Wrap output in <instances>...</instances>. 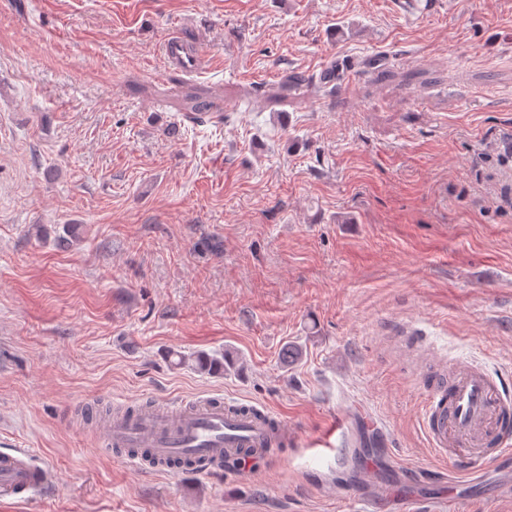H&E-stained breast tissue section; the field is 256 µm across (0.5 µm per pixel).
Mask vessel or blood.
Masks as SVG:
<instances>
[{
  "mask_svg": "<svg viewBox=\"0 0 512 512\" xmlns=\"http://www.w3.org/2000/svg\"><path fill=\"white\" fill-rule=\"evenodd\" d=\"M162 56L167 66L188 74L206 65L200 47L179 31L165 40ZM421 425L438 457L479 471L512 455V393L482 368L467 367L450 384L432 382ZM286 428L266 407L235 412L222 399L205 397L168 410L149 407L115 416L101 426L96 441L102 450L125 451L136 466L150 460L162 469L169 460L191 455L204 459L207 471L220 472L225 458L249 462V449L271 453L273 430ZM52 482L50 468L35 465L31 450L0 453L1 494L29 496Z\"/></svg>",
  "mask_w": 512,
  "mask_h": 512,
  "instance_id": "obj_1",
  "label": "vessel or blood"
}]
</instances>
